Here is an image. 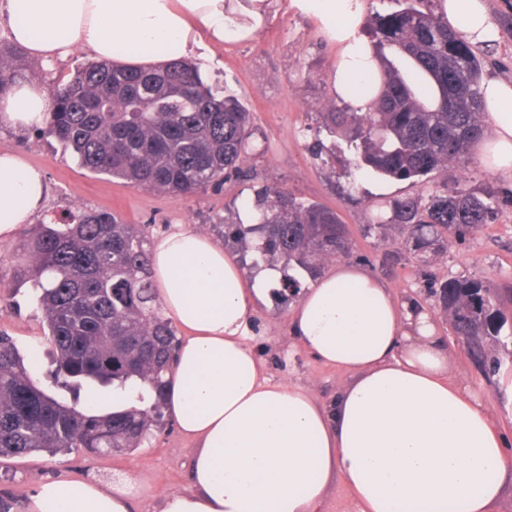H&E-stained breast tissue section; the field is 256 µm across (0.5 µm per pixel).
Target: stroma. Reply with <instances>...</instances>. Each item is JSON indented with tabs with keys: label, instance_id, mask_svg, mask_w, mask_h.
<instances>
[{
	"label": "stroma",
	"instance_id": "stroma-1",
	"mask_svg": "<svg viewBox=\"0 0 512 512\" xmlns=\"http://www.w3.org/2000/svg\"><path fill=\"white\" fill-rule=\"evenodd\" d=\"M493 22L499 27L498 45L483 56L487 75L512 76V0H490ZM336 49L320 27L294 11L288 0H275L267 24L244 42L216 50L215 60L202 74L221 92L241 100L253 114V143L260 149L246 154L242 177L224 185H210L185 197L124 184L80 168L55 139L36 130L0 129V152L11 151L43 170L50 187L46 210L39 223H66L82 210L108 211L130 224L141 225L157 237L176 224L212 234L218 219L236 221V213L251 205L256 192L275 184L294 196L326 205L340 215L352 242L353 257L362 267L399 292L423 291L428 276L489 278L512 285V206H503L495 223L483 225L466 240L449 246L431 264L424 265L406 247L400 226L368 231L376 208L395 200L427 197L442 177L400 181L355 171L352 155L340 136L325 123L328 112L349 106L336 98L331 72ZM457 187L479 190L492 185L512 191V179L493 174L479 153L453 164ZM34 230L23 225L7 242H0V330L6 332L32 366L37 385L62 403L69 394L58 388L44 338L42 313L32 301L31 285L14 287L25 244ZM442 336L454 355V370L466 376L480 393L505 434L512 438V372L486 378L462 347L453 342L452 329L435 299H427ZM287 306L264 307L256 314L250 333L259 358L275 378L310 385L323 403H330L347 380L345 371L328 366L299 351L289 333ZM190 445L176 423L135 451L92 456L78 450L50 458L43 455L0 459V495L15 500L13 512H24L29 493L50 479L111 481L124 474L135 483L134 512H154L162 494L188 486Z\"/></svg>",
	"mask_w": 512,
	"mask_h": 512
}]
</instances>
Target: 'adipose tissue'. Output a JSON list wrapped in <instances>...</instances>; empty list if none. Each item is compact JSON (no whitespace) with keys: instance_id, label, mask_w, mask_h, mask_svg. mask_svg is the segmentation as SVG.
<instances>
[{"instance_id":"adipose-tissue-1","label":"adipose tissue","mask_w":512,"mask_h":512,"mask_svg":"<svg viewBox=\"0 0 512 512\" xmlns=\"http://www.w3.org/2000/svg\"><path fill=\"white\" fill-rule=\"evenodd\" d=\"M336 47L338 99L368 111L379 71L362 34L366 0H290ZM272 0H0L10 40L47 66L76 49L139 69L178 57L213 61L215 47L249 39ZM458 39L497 42L489 0H438ZM492 128L480 149L492 171L512 177V78L481 83ZM50 96L20 80L0 95V128L42 126ZM44 175L0 153V242L42 210ZM279 273L239 266L212 238L175 225L152 247L163 311L181 332L166 406L192 444L188 489L164 494L159 512H320L338 479L358 512H494L512 482V442L464 377L430 310L361 267L340 263L306 288L290 317L301 348L350 377L322 404L310 387L268 375L250 345L256 304ZM26 512H133L124 481L41 484Z\"/></svg>"}]
</instances>
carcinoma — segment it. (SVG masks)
I'll return each instance as SVG.
<instances>
[{
	"label": "carcinoma",
	"mask_w": 512,
	"mask_h": 512,
	"mask_svg": "<svg viewBox=\"0 0 512 512\" xmlns=\"http://www.w3.org/2000/svg\"><path fill=\"white\" fill-rule=\"evenodd\" d=\"M398 8L364 25L380 62V90L370 111L326 113L329 130L345 135L354 169L397 180L424 178L470 154L486 132L481 106L482 61L460 42L428 0H396ZM389 49L418 70L413 82L388 59ZM20 51L0 44V92L20 75ZM43 135L56 138L77 164L137 187L192 195L242 173L251 113L221 97L199 68L173 59L157 69L127 70L89 61L50 91ZM512 195L488 186L476 193L443 189L420 200L395 201L373 228L400 224L408 246L427 264L483 224L494 223ZM254 223L218 224L221 237L250 256V267H276L278 301L298 297L300 269L349 250L337 212L275 186L257 193ZM15 287L30 282L42 312L56 374L109 384L140 406L108 414L77 410L33 381L13 339L0 332V458L81 448L120 455L142 447L166 426L165 376L178 338L164 317L151 272V241L138 224L106 211H83L65 224H39ZM454 335L482 373L500 374L490 349L509 321L512 285L454 277L433 290Z\"/></svg>",
	"instance_id": "obj_1"
}]
</instances>
